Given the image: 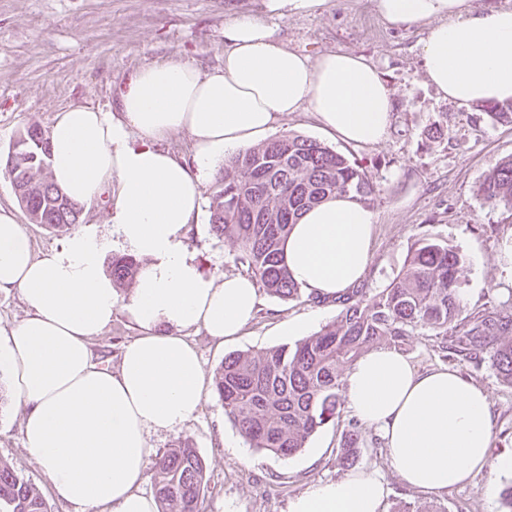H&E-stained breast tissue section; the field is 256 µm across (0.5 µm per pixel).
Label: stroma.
I'll list each match as a JSON object with an SVG mask.
<instances>
[{"label": "stroma", "instance_id": "1", "mask_svg": "<svg viewBox=\"0 0 512 512\" xmlns=\"http://www.w3.org/2000/svg\"><path fill=\"white\" fill-rule=\"evenodd\" d=\"M257 11L255 0H0V206L18 211L35 254L60 249L66 235L29 223L19 211L2 163L19 133L32 124L50 129L57 114L72 104L116 107L121 88L145 63L190 61L204 70L223 65L225 20L236 12ZM269 24L295 52L316 57L341 49L364 56L393 92L396 106L387 134L374 145L343 141L307 111L284 114L271 132L275 138L301 135L320 141L361 165L373 185L375 242L362 287L385 288L402 271L413 243L429 239L460 250L468 312L512 300L507 272L512 215L478 194L492 165L512 155V125L490 122L476 106L438 98L421 57L425 26L389 27L375 0H325L316 12H290ZM434 127L444 130L435 141L428 137ZM186 245L205 275L244 271L235 261L236 243L212 234L209 213L191 225ZM340 310L334 301L305 296L282 301L264 294L255 318L236 340L220 344L195 329L185 336L211 377L228 354L256 355L292 343L283 331L286 323L306 322L310 335L334 321ZM137 334L127 312L117 309L111 325L91 340L95 360L116 369L123 345ZM400 351L418 369L446 366L482 387L492 410L489 454L494 459L512 455V386L498 378L490 362L447 356L439 338L425 328L414 330ZM338 403V417L287 459L247 449L211 392L187 427L152 434L150 444L161 451L185 440L195 445L207 466L203 512H288L289 501L311 483L347 475L337 454L352 432L358 468L380 471L390 486L386 512L400 501L446 512H502V493L512 484V472L488 468L470 484L445 492L409 488L380 437L349 409L346 390H339ZM22 419V406L9 396L0 406V460L39 489L48 512H74L24 447Z\"/></svg>", "mask_w": 512, "mask_h": 512}]
</instances>
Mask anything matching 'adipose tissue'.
<instances>
[{
	"label": "adipose tissue",
	"mask_w": 512,
	"mask_h": 512,
	"mask_svg": "<svg viewBox=\"0 0 512 512\" xmlns=\"http://www.w3.org/2000/svg\"><path fill=\"white\" fill-rule=\"evenodd\" d=\"M391 27L427 28L421 43L429 82L461 105L512 100V8L476 12L470 0H376ZM392 93L362 56L336 50L310 58L289 50L249 15L224 23V64L142 65L118 111L73 104L49 136L52 175L66 196L88 205L110 192L108 221L143 267L127 302L107 275L103 239L73 232L60 250L34 255L13 211L0 207V290H18L27 314L0 341V372L24 408V446L56 494L75 512H157L142 492L157 451L151 434L195 419L208 381L188 329L218 343L253 319L256 284L204 275L185 238L202 211L203 186L225 151L258 144L286 112H313L323 128L358 145L381 142ZM187 132L194 167L153 146ZM142 143H134L133 134ZM374 239L372 213L338 197L308 211L285 244L293 280L305 294L332 299L363 279ZM124 307L139 334L117 370L101 366L90 339ZM356 416L384 440L400 479L422 492L467 483L491 461L486 394L446 368L421 372L401 353L368 352L348 372ZM388 495L374 470L319 481L288 512H380Z\"/></svg>",
	"instance_id": "1"
}]
</instances>
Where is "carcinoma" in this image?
<instances>
[{"label": "carcinoma", "instance_id": "1", "mask_svg": "<svg viewBox=\"0 0 512 512\" xmlns=\"http://www.w3.org/2000/svg\"><path fill=\"white\" fill-rule=\"evenodd\" d=\"M494 123L512 124V102L481 107ZM49 137L33 124L19 133L8 168L31 221L54 231L80 224L82 208L52 180ZM363 207L374 188L363 169L322 143L300 135L278 137L229 158L216 177L209 203L210 229L236 242V261L271 297L295 300L302 289L291 279L283 242L303 212L336 194ZM484 202L512 212V156L501 159L479 187ZM141 267L132 255L114 256L112 283L130 287ZM463 256L428 239L411 247L402 272L372 294L353 288L337 297L342 309L332 323L292 347L259 355L225 357L214 392L249 447L277 458L302 451L309 438L335 420L341 374L373 343L399 345L417 328L441 337L442 349L478 363L487 353L499 377L512 384V312L464 315ZM354 434L340 448L344 466L357 462ZM206 464L190 441L156 457L153 487L158 512H201ZM0 512H48L40 491L0 460Z\"/></svg>", "mask_w": 512, "mask_h": 512}]
</instances>
